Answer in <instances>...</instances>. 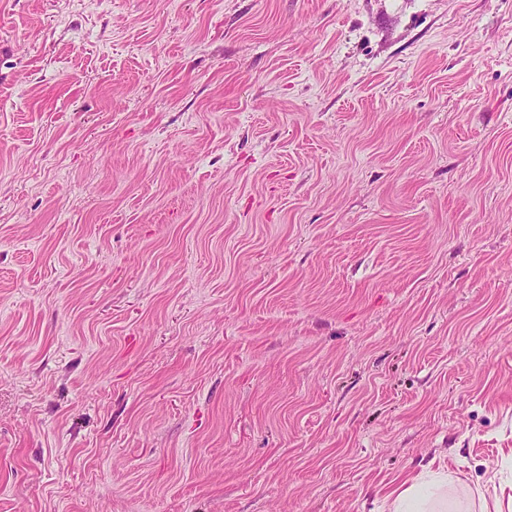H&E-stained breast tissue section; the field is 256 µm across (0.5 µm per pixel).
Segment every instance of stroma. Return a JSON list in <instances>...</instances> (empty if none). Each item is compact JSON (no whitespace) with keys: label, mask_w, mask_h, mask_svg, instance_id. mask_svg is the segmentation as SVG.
<instances>
[{"label":"stroma","mask_w":512,"mask_h":512,"mask_svg":"<svg viewBox=\"0 0 512 512\" xmlns=\"http://www.w3.org/2000/svg\"><path fill=\"white\" fill-rule=\"evenodd\" d=\"M512 485V0H0V512Z\"/></svg>","instance_id":"1"}]
</instances>
